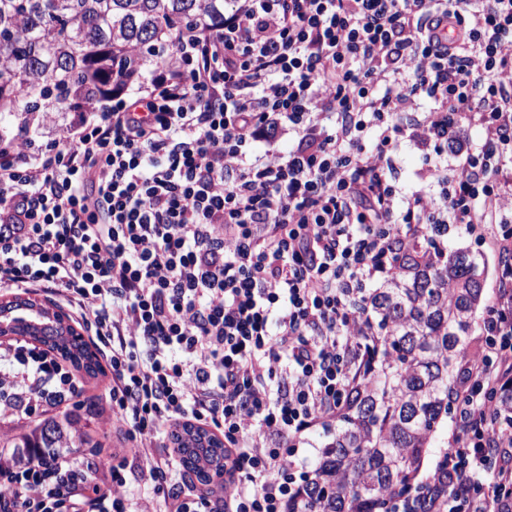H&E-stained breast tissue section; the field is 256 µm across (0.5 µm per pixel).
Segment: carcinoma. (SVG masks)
Segmentation results:
<instances>
[{
    "instance_id": "1",
    "label": "carcinoma",
    "mask_w": 512,
    "mask_h": 512,
    "mask_svg": "<svg viewBox=\"0 0 512 512\" xmlns=\"http://www.w3.org/2000/svg\"><path fill=\"white\" fill-rule=\"evenodd\" d=\"M224 30V0H0V119L17 130L65 107L106 105L142 88L154 66L175 61L178 46ZM440 232L417 236L396 253L395 271L361 301L365 321L350 396L322 434L323 460L286 512H434L420 479L428 448L448 419L461 350L483 302L486 265L467 249L440 246ZM31 340L89 378L100 364L74 338ZM171 440L198 481L224 459V442L180 426ZM13 458L39 450L54 470L62 451L98 448L73 422L35 425L17 437Z\"/></svg>"
}]
</instances>
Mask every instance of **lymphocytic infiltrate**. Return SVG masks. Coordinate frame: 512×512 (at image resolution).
<instances>
[{
  "instance_id": "1",
  "label": "lymphocytic infiltrate",
  "mask_w": 512,
  "mask_h": 512,
  "mask_svg": "<svg viewBox=\"0 0 512 512\" xmlns=\"http://www.w3.org/2000/svg\"><path fill=\"white\" fill-rule=\"evenodd\" d=\"M431 108L401 126L411 101ZM486 137H467L470 123ZM287 126L288 152L257 151ZM429 164L391 180L401 141ZM462 230L512 254V0H229L223 33L184 42L146 94L32 148L0 143V287L54 292L111 373L112 413L148 481L81 459L50 483L0 467V512H286L300 457L350 383L365 284L391 231ZM465 350L456 430L425 484L437 512H512V265ZM76 387L47 351L0 347V416ZM224 439V490L179 486L154 453L178 424Z\"/></svg>"
}]
</instances>
